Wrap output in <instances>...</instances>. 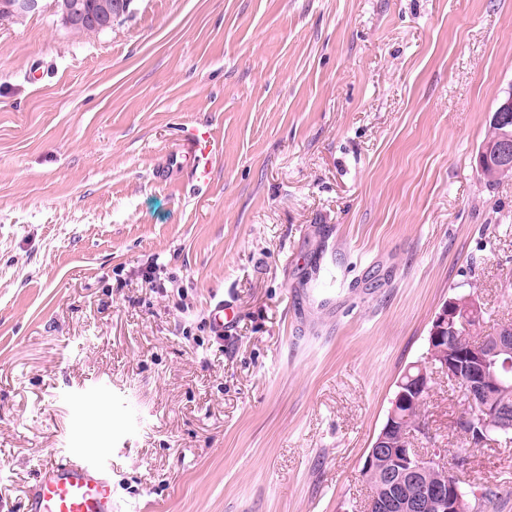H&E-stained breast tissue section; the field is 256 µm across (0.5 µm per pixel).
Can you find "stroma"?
<instances>
[{"mask_svg": "<svg viewBox=\"0 0 512 512\" xmlns=\"http://www.w3.org/2000/svg\"><path fill=\"white\" fill-rule=\"evenodd\" d=\"M511 86L512 0H134L101 33L43 0L0 22V512L76 451L115 512H362L442 304L512 321V179L473 163ZM195 127L209 183L157 181ZM462 405L435 376L414 445L468 449L465 490L512 512V441L472 446ZM235 319L236 314L233 307L224 300L217 302L210 311L213 330L218 334H224V329H228Z\"/></svg>", "mask_w": 512, "mask_h": 512, "instance_id": "1", "label": "stroma"}]
</instances>
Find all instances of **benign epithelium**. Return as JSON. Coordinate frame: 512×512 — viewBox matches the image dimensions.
Listing matches in <instances>:
<instances>
[{"label": "benign epithelium", "instance_id": "obj_1", "mask_svg": "<svg viewBox=\"0 0 512 512\" xmlns=\"http://www.w3.org/2000/svg\"><path fill=\"white\" fill-rule=\"evenodd\" d=\"M42 0H4L0 3V21H13L41 9ZM62 20L72 27L103 29L114 18L128 11L129 0H115L104 12L85 8L83 0H62ZM512 119V87L504 91L488 121L500 128ZM476 168L489 164L512 169V132L500 131L484 141L476 155ZM481 317V306L468 294L446 301L432 321L424 359L410 364L396 382V391L383 427L377 434L365 460V472L375 476L402 500L404 512H462L465 499L461 493L458 469L434 482L420 480L422 474L442 467V462L422 455L414 446L416 433L425 430L419 422L405 426L406 410L424 402L433 375L448 377L459 384L465 405L473 412L464 417L463 433L470 440L484 442L491 437L489 418L497 422L496 431L512 430V406L503 399L512 391V324L503 323L493 332L470 344L452 342V334L469 328L468 322Z\"/></svg>", "mask_w": 512, "mask_h": 512}]
</instances>
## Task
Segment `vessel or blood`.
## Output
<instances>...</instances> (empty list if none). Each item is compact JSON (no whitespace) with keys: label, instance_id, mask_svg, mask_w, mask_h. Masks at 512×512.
Returning <instances> with one entry per match:
<instances>
[{"label":"vessel or blood","instance_id":"vessel-or-blood-1","mask_svg":"<svg viewBox=\"0 0 512 512\" xmlns=\"http://www.w3.org/2000/svg\"><path fill=\"white\" fill-rule=\"evenodd\" d=\"M217 145L210 133L190 130L167 161L168 166L189 170L193 178L208 182ZM233 307L217 302L210 311L216 333L235 321ZM25 512H113L112 479L106 465L92 455L53 456L45 461L30 490Z\"/></svg>","mask_w":512,"mask_h":512}]
</instances>
